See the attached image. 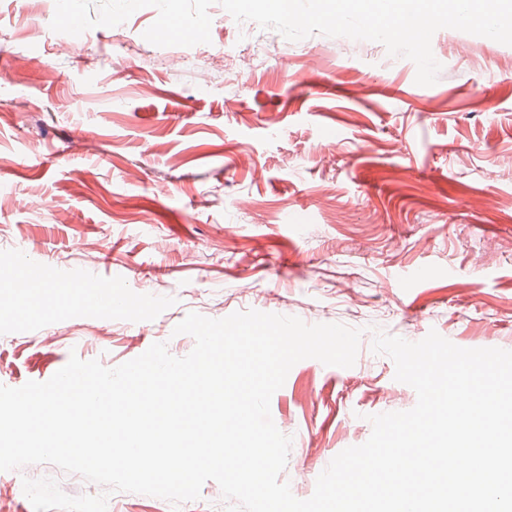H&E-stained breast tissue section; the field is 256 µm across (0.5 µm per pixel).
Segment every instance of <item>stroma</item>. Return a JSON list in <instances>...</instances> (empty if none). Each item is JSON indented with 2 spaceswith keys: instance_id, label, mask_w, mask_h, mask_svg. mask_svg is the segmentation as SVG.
Masks as SVG:
<instances>
[{
  "instance_id": "obj_1",
  "label": "stroma",
  "mask_w": 512,
  "mask_h": 512,
  "mask_svg": "<svg viewBox=\"0 0 512 512\" xmlns=\"http://www.w3.org/2000/svg\"><path fill=\"white\" fill-rule=\"evenodd\" d=\"M207 44L158 47L153 7L81 35L44 0H0V270L120 277L131 309L50 314L0 281V384L77 355L114 367L191 312L250 309L362 329L352 367L305 359L271 400L291 436L280 475L309 498L371 415L415 406L375 330L512 350V46L454 29L431 41V86L382 43L290 41L218 4ZM100 485L49 463L0 471V512H33L23 478ZM216 482L173 507L117 492L108 512H226Z\"/></svg>"
}]
</instances>
